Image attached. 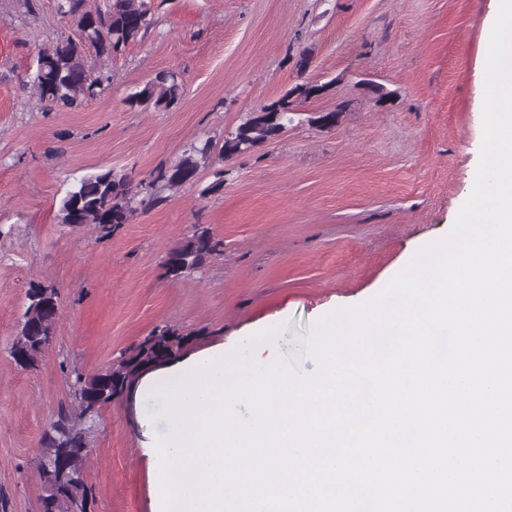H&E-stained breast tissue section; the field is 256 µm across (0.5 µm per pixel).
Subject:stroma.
Returning a JSON list of instances; mask_svg holds the SVG:
<instances>
[{"label": "stroma", "instance_id": "obj_1", "mask_svg": "<svg viewBox=\"0 0 512 512\" xmlns=\"http://www.w3.org/2000/svg\"><path fill=\"white\" fill-rule=\"evenodd\" d=\"M492 0H154L147 33L74 110L43 111L28 74L41 49L78 30L57 0H0V496L36 512V459L68 386L63 365L93 373L155 326L207 328L234 348L277 329L278 355L314 371L306 339L328 313L373 298L420 247L442 240L471 193L483 140L482 29ZM310 65L299 69L301 56ZM173 71L166 111L128 98ZM331 82L300 101L278 140L234 159L218 146L251 112L295 85ZM392 91L378 100L368 82ZM344 110L333 128L310 116ZM215 147L194 183L139 210L110 237L57 219L74 177L101 169L151 180L193 143ZM223 172L224 185L207 187ZM224 251L172 280L170 249L195 225ZM60 293L52 345L37 369L8 356L30 285ZM158 400L103 412L89 457L90 512H149L139 419ZM162 421L153 423L161 430Z\"/></svg>", "mask_w": 512, "mask_h": 512}]
</instances>
